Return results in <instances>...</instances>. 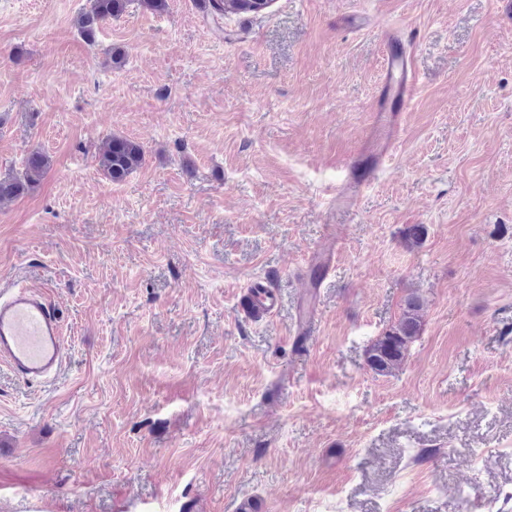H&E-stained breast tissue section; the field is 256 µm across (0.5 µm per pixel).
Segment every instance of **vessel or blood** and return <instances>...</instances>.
I'll return each instance as SVG.
<instances>
[{
    "instance_id": "b4317fda",
    "label": "vessel or blood",
    "mask_w": 512,
    "mask_h": 512,
    "mask_svg": "<svg viewBox=\"0 0 512 512\" xmlns=\"http://www.w3.org/2000/svg\"><path fill=\"white\" fill-rule=\"evenodd\" d=\"M383 78L374 99L376 122L364 146L350 161L346 179L336 190V206L348 209L369 186L395 149L401 117L417 89L411 47L413 37L383 31ZM65 356L60 311L48 298L20 284L0 289V362L29 383L49 380Z\"/></svg>"
}]
</instances>
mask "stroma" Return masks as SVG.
Returning a JSON list of instances; mask_svg holds the SVG:
<instances>
[{
    "label": "stroma",
    "instance_id": "35a3bbf8",
    "mask_svg": "<svg viewBox=\"0 0 512 512\" xmlns=\"http://www.w3.org/2000/svg\"><path fill=\"white\" fill-rule=\"evenodd\" d=\"M168 4L132 0L91 47L88 0H0V177L51 158L0 204V282L44 292L68 330L52 381L0 366V512H488L512 496V11L274 0L217 32L202 0ZM385 26L417 33V93L335 211ZM110 134L145 151L119 184L94 162ZM261 284L279 308L254 317ZM411 295L420 335L375 375L366 346ZM23 172L20 176L0 178V201L15 199L29 192L50 168L49 157L33 151L23 160Z\"/></svg>",
    "mask_w": 512,
    "mask_h": 512
}]
</instances>
